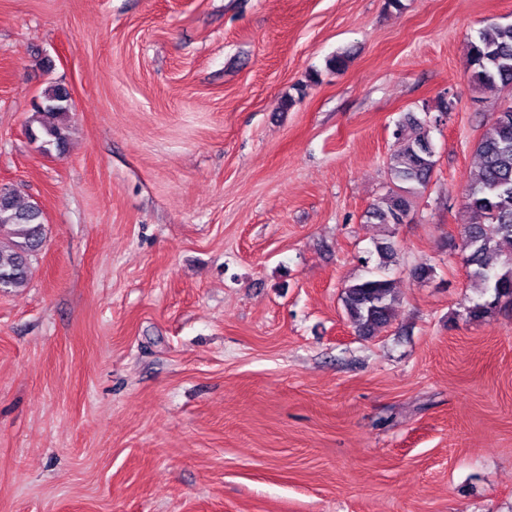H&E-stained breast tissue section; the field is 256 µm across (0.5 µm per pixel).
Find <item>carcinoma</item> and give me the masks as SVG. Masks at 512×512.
Wrapping results in <instances>:
<instances>
[{"label":"carcinoma","instance_id":"cac0c4a2","mask_svg":"<svg viewBox=\"0 0 512 512\" xmlns=\"http://www.w3.org/2000/svg\"><path fill=\"white\" fill-rule=\"evenodd\" d=\"M467 61L472 79L481 87L512 86V23H492L478 31L467 45ZM67 91L46 88L34 105L27 132L44 152H62L70 136L66 115L70 102ZM436 118L430 113L420 118L408 112L397 124L394 137L400 148L390 155V187L379 204L368 211L378 224L403 223L424 191L435 170V148L431 129ZM478 170L470 175L464 208L477 222L462 225L461 251L466 253L468 276L490 294L468 310L474 321L484 319L503 298L512 300V102L496 113L476 148ZM44 216L36 204L19 202L8 189L0 193V233L9 230L15 237L10 245L0 241V290L10 293L25 285L31 273V259L44 240ZM377 268L396 262L390 242L375 246ZM346 318L355 332L374 334L390 324L397 301L394 281L374 275L346 286L341 295Z\"/></svg>","mask_w":512,"mask_h":512}]
</instances>
